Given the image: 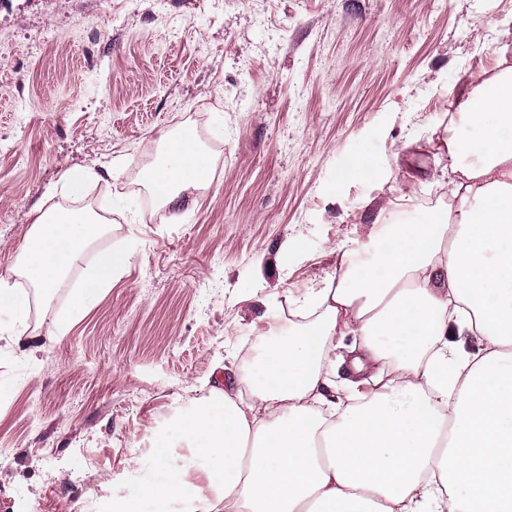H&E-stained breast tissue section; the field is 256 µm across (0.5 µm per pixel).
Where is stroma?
Wrapping results in <instances>:
<instances>
[{
  "instance_id": "1",
  "label": "stroma",
  "mask_w": 512,
  "mask_h": 512,
  "mask_svg": "<svg viewBox=\"0 0 512 512\" xmlns=\"http://www.w3.org/2000/svg\"><path fill=\"white\" fill-rule=\"evenodd\" d=\"M512 66V0H0V277L39 211L109 210L87 259L118 282L65 338L72 270L0 340V512H112L160 437L251 361V319L308 322L312 289L392 222L442 204L453 90ZM193 127L209 186L158 204L143 170ZM110 176L62 193V175ZM301 245L289 262L287 241Z\"/></svg>"
}]
</instances>
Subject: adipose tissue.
<instances>
[{"label": "adipose tissue", "mask_w": 512, "mask_h": 512, "mask_svg": "<svg viewBox=\"0 0 512 512\" xmlns=\"http://www.w3.org/2000/svg\"><path fill=\"white\" fill-rule=\"evenodd\" d=\"M455 110L479 135L449 137L454 174L445 211L397 225L375 249L377 272L342 274L312 290L319 318L277 335L254 319L250 398L211 390L178 422L194 456L211 462L189 484L159 449L138 490L149 512H512V66L474 77ZM196 135L169 140L144 182L162 204L207 183ZM106 221L84 209L39 214L14 266L32 294L0 278V335L20 344L30 298H48L73 268L82 275L56 335L91 310L129 262L124 250L83 265ZM355 335L348 402L336 401L335 338ZM472 335L477 354L455 339ZM381 389L360 393L368 369Z\"/></svg>", "instance_id": "adipose-tissue-1"}]
</instances>
